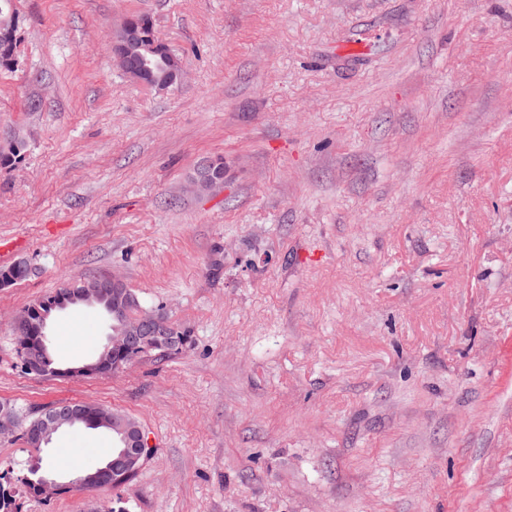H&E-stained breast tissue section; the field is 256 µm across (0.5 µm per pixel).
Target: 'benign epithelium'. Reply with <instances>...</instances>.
I'll list each match as a JSON object with an SVG mask.
<instances>
[{"label":"benign epithelium","instance_id":"7a95c632","mask_svg":"<svg viewBox=\"0 0 512 512\" xmlns=\"http://www.w3.org/2000/svg\"><path fill=\"white\" fill-rule=\"evenodd\" d=\"M18 25L13 12H8L0 18V52L16 57L18 47ZM145 37L134 24V17L129 16L123 24L112 33V54L117 66L130 79L145 84L158 91L167 90L177 85L182 79L179 59L170 48L160 39L148 44L151 57L138 54ZM224 186V171L214 162L199 165L192 176V187L198 191L211 192ZM124 283L117 277L92 279L83 281L67 293L91 301L107 293V288H121ZM134 326L126 332L109 336L99 356L82 366L86 375H100L118 371L122 365L113 361V355L122 352L129 359L161 355L166 351V343L159 340L172 328L167 315L160 310L140 309L132 316ZM16 331L26 334L34 333L36 337L26 339L19 346L22 369L28 374L42 377L49 363L48 347L45 342L47 322L41 313L33 317L23 312L16 319ZM85 411L79 404H58L44 410L34 421L33 425L21 429L17 413L8 405H0V439L13 438L18 432L25 431L29 444L36 450H41L50 436L65 426H71L84 420ZM95 425L121 433L117 441L116 458L106 466L85 476L68 482H59L47 476L39 477V496L56 495L67 487L83 491L95 490L106 485L112 479V470L125 469L137 463H143L148 458L151 448L140 424L127 414L95 413Z\"/></svg>","mask_w":512,"mask_h":512}]
</instances>
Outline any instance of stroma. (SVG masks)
<instances>
[{
    "label": "stroma",
    "instance_id": "1",
    "mask_svg": "<svg viewBox=\"0 0 512 512\" xmlns=\"http://www.w3.org/2000/svg\"><path fill=\"white\" fill-rule=\"evenodd\" d=\"M0 69V403L135 418L123 488L18 512H512V0H13ZM148 15L183 79H128L112 32ZM223 158L224 187L189 178ZM117 277L190 333L91 378L37 377L14 319ZM105 312L48 320L66 366ZM81 425L43 453L102 466ZM8 4L9 12L3 18H0V52L10 56L12 62H14L19 42L17 36L18 25L10 8V3Z\"/></svg>",
    "mask_w": 512,
    "mask_h": 512
}]
</instances>
